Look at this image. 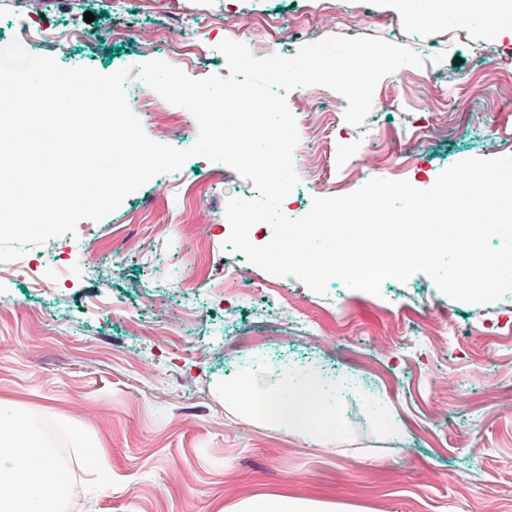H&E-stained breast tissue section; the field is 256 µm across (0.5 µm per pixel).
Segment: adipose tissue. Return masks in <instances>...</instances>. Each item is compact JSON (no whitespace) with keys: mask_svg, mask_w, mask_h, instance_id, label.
<instances>
[{"mask_svg":"<svg viewBox=\"0 0 512 512\" xmlns=\"http://www.w3.org/2000/svg\"><path fill=\"white\" fill-rule=\"evenodd\" d=\"M328 383L313 370H300L289 387L264 389L265 412L272 426L301 432L319 445L340 438L342 421L329 398ZM69 492L43 428L29 413L0 400V512H56ZM238 512H331L329 505L277 494L259 495Z\"/></svg>","mask_w":512,"mask_h":512,"instance_id":"obj_1","label":"adipose tissue"}]
</instances>
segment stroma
Returning <instances> with one entry per match:
<instances>
[{
    "label": "stroma",
    "mask_w": 512,
    "mask_h": 512,
    "mask_svg": "<svg viewBox=\"0 0 512 512\" xmlns=\"http://www.w3.org/2000/svg\"><path fill=\"white\" fill-rule=\"evenodd\" d=\"M371 2L374 18L350 28L317 26L301 0H238L244 38L272 42L274 54L340 35L406 47L423 62L383 77L358 125L332 126L347 106L333 90L312 110L305 88L288 93L315 142L282 203L288 217L305 215L337 181L353 193L388 178L417 129L427 141L405 179L421 190L459 161L512 155V16L489 29L465 15L464 0ZM440 8L446 18L433 20ZM158 10L151 0H8L0 38L31 27L73 31L68 44L44 39L32 54L108 75L142 62L139 41L156 29ZM271 12L278 28L264 22ZM167 25L197 50L190 78L228 77L218 50L224 0H182ZM212 166L191 157L104 220L28 246L32 258L49 246L62 253L55 285L37 287L0 265V399L51 430L72 487L85 480L74 427L111 482L107 494L68 497L60 512H233L274 493L342 512H512V292L488 305L460 302L419 272L386 280L377 295L338 279L320 295L269 275L224 235L228 198L255 197L252 182L228 168L210 184ZM189 182L200 192L190 210L181 201ZM201 213L210 251L196 274L201 293L189 296L180 286L186 237ZM230 266L248 292L218 314L206 293L223 287ZM188 303L195 320L167 331ZM276 367H311L331 382L351 375L337 399L340 442L314 446L232 410L225 385L245 374L262 389ZM389 416L400 435L388 430Z\"/></svg>",
    "instance_id": "stroma-1"
}]
</instances>
